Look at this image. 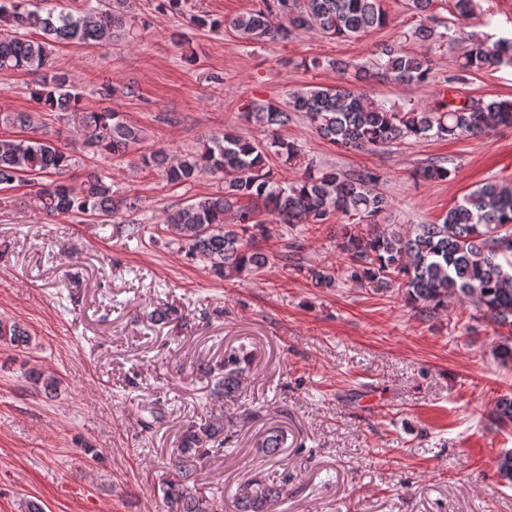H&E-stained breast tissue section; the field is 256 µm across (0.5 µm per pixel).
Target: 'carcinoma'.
<instances>
[{"label":"carcinoma","instance_id":"carcinoma-1","mask_svg":"<svg viewBox=\"0 0 512 512\" xmlns=\"http://www.w3.org/2000/svg\"><path fill=\"white\" fill-rule=\"evenodd\" d=\"M126 0L103 10L75 12L32 6L31 0H0V74L26 72L39 76L31 98L41 112L81 113L80 139L103 154H125L143 139L142 131L129 124L109 106L88 109L83 95L66 73L52 65L56 49L69 44H105L136 38L137 24L125 9ZM457 19L474 15L477 0H448ZM263 7L234 18L232 28L248 41L286 40L313 27L328 39H354L389 21L384 0H262ZM433 0H412L420 23L412 36L430 45L452 48L456 39L437 31L429 14ZM512 67V39L471 34L456 57L455 74L448 78V94H438L426 106L406 112L375 102L351 84L312 86L295 91L284 104H250L246 115L267 132L261 143L231 131L212 135L202 150L171 159L163 150L142 155V165L162 173L167 183L187 186L203 175L222 182L215 193L199 196L169 211L163 231L186 255L202 262L209 272L224 280H244L264 272L274 261H295L299 246L285 245L275 255L261 246L271 236V215L279 224H325L332 218L346 220L339 252L349 260L343 268L310 267L316 285L332 288L349 277L378 288H401L405 302L419 314L446 311L452 303L471 307V318L506 328L512 334V182L491 180L466 194L448 210L440 224H417L403 232L394 224L381 223L390 207L377 191L382 179L375 170L343 173L318 170L307 163L302 175L285 185L267 166L274 153L297 164L302 149L282 138L290 113L301 112L318 136L332 145L373 151L411 139L438 137L473 138L512 127V100L486 101L454 94L453 84L489 68ZM428 53L410 52L400 46L382 48L365 77L398 85L422 84L431 78ZM71 156L46 134L23 139L0 138V186H11L27 175L50 176L52 181L36 191L39 206L49 215L92 216L103 222L135 207V201L117 194L102 174H91L73 188L63 175ZM424 181L448 180L455 175L439 161L416 171ZM248 199V204L240 200ZM234 213L235 221L226 223ZM0 339L20 347L30 336L16 322L0 321ZM252 352L233 348L224 351L219 363L197 364L201 376L210 379V398L217 401L242 394L251 373ZM25 378L39 393L51 396L60 379L32 367ZM255 411L239 418L215 414L189 424L183 433L176 460L184 476L193 463L224 451L225 423H247ZM283 431H267L256 451L264 457L282 452ZM500 477L512 484V448L497 457ZM168 512H224V503L198 492L183 480L162 487ZM288 493V480L280 483L255 478L236 496V512H273Z\"/></svg>","mask_w":512,"mask_h":512}]
</instances>
